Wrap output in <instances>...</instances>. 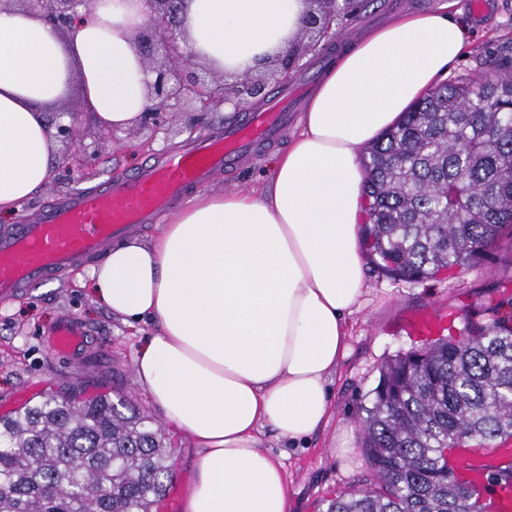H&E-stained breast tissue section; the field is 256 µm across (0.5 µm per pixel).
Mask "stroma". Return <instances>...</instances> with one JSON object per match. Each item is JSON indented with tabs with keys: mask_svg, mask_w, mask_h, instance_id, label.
I'll use <instances>...</instances> for the list:
<instances>
[{
	"mask_svg": "<svg viewBox=\"0 0 512 512\" xmlns=\"http://www.w3.org/2000/svg\"><path fill=\"white\" fill-rule=\"evenodd\" d=\"M433 2L372 0L356 15L338 17L337 38L330 43L319 42L315 51L297 59L290 79L270 78V90L281 91L292 82L318 84L325 71L323 59L338 56L343 45L355 40L362 30L380 26L405 9H424ZM453 2L469 26V45L465 55L450 66L449 79L486 72L494 68L499 58H512V0H483L478 11L472 0ZM58 107L76 113L87 152L69 155L51 181L15 213L0 214V231L37 213L54 199L78 190H95L115 178L132 175L146 163L179 151L211 132L238 125L253 110L248 104L230 116L219 103L212 106L204 127L191 134L168 139L161 133L121 130L112 139L103 140L98 124L84 110L79 84H72ZM296 129V124H289L279 141L258 146L234 168L217 170L206 183V190L248 192L265 183L270 153L287 149ZM87 267V261H79L51 282L40 283L14 300L0 302V415L71 384L85 385L89 397L122 391L141 409L153 414L158 426L173 440L176 452L170 463L176 480L160 512H182L199 450L184 430L165 419L136 380L134 358L142 338L150 335L153 327H128L93 302L88 289L78 285V277ZM367 285L360 310L349 319L348 355L330 386L333 410L329 422L302 448H288L270 431L263 436L267 451L286 456L290 512H325L327 500L336 492L351 490L367 477L357 416L366 394L377 383L381 364L398 352L427 345V338L408 328L413 316L431 309L451 314V324L445 331L449 337L456 335L467 320L485 324L497 317L512 318V238L499 239L486 260L465 272H445L436 279L412 285L371 267L367 270ZM65 315L72 316L88 332L85 350L72 360L53 357L49 348L48 336ZM345 429L352 431L353 439L351 451L343 454L337 449V437Z\"/></svg>",
	"mask_w": 512,
	"mask_h": 512,
	"instance_id": "obj_1",
	"label": "stroma"
}]
</instances>
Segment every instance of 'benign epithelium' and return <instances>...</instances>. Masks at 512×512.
I'll use <instances>...</instances> for the list:
<instances>
[{
    "label": "benign epithelium",
    "mask_w": 512,
    "mask_h": 512,
    "mask_svg": "<svg viewBox=\"0 0 512 512\" xmlns=\"http://www.w3.org/2000/svg\"><path fill=\"white\" fill-rule=\"evenodd\" d=\"M320 4L307 16L305 29L317 31L321 26L332 27L336 21L337 0H311ZM92 0H0V8L20 10L39 16L55 31L62 33L71 28L78 9H89ZM186 0H147L149 23L135 36V45L142 55L152 80L148 93L152 106L133 125L140 131H165L174 136L182 133L171 126L177 112L187 115L185 129L192 131L209 112L215 99L232 102L236 106L264 94L265 78L247 75L240 82L220 87V96L212 93L211 82L199 73L201 65L186 48L180 46L178 16ZM307 51L297 45L286 57L276 59L271 65L280 73H288L296 59ZM54 139L63 146V152H75L83 148L84 134L77 125L74 113L63 110L55 113Z\"/></svg>",
    "instance_id": "obj_1"
}]
</instances>
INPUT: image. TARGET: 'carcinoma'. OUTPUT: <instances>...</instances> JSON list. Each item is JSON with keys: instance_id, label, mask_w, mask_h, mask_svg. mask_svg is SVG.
Instances as JSON below:
<instances>
[{"instance_id": "cac0c4a2", "label": "carcinoma", "mask_w": 512, "mask_h": 512, "mask_svg": "<svg viewBox=\"0 0 512 512\" xmlns=\"http://www.w3.org/2000/svg\"><path fill=\"white\" fill-rule=\"evenodd\" d=\"M512 69L445 83L366 152L364 235L375 264L418 283L468 270L512 236ZM361 408L369 478L326 512H482L442 457L464 439L512 437V322L383 366ZM154 419L72 392L0 417V512H157L174 473Z\"/></svg>"}]
</instances>
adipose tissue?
I'll list each match as a JSON object with an SVG mask.
<instances>
[{
  "instance_id": "ef3b65f1",
  "label": "adipose tissue",
  "mask_w": 512,
  "mask_h": 512,
  "mask_svg": "<svg viewBox=\"0 0 512 512\" xmlns=\"http://www.w3.org/2000/svg\"><path fill=\"white\" fill-rule=\"evenodd\" d=\"M308 10V0H188L180 35L233 79L288 54ZM147 12L145 0H97L62 36L36 15L0 10V212L53 177L48 108L72 81L109 129L150 106L133 42ZM467 44L444 4L369 31L323 75L263 188L196 194L155 240L115 241L88 268L99 304L155 326L137 380L200 450L182 512H289L285 463L261 435L296 444L331 415L329 386L366 283L361 155Z\"/></svg>"
}]
</instances>
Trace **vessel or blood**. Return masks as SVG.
<instances>
[{
  "label": "vessel or blood",
  "mask_w": 512,
  "mask_h": 512,
  "mask_svg": "<svg viewBox=\"0 0 512 512\" xmlns=\"http://www.w3.org/2000/svg\"><path fill=\"white\" fill-rule=\"evenodd\" d=\"M288 120L287 103L276 104L253 114L247 125L194 142L100 191L59 198L12 225L0 233V301L99 252L129 228L159 219L171 200L206 183L215 169L234 166L247 149L273 141ZM86 341V329L70 317L60 319L49 336L52 352L62 358L78 355ZM449 464L457 479L479 493L488 512H512V485L489 481L493 472L512 464V440L461 446Z\"/></svg>",
  "instance_id": "vessel-or-blood-1"
}]
</instances>
